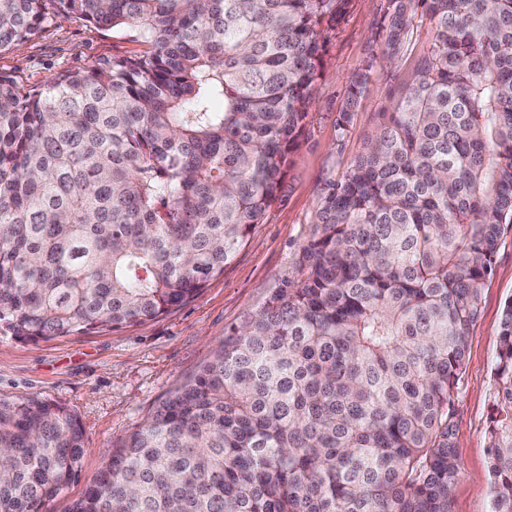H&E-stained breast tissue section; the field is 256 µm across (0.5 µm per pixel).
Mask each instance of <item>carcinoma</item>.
I'll return each instance as SVG.
<instances>
[{"label":"carcinoma","instance_id":"1","mask_svg":"<svg viewBox=\"0 0 512 512\" xmlns=\"http://www.w3.org/2000/svg\"><path fill=\"white\" fill-rule=\"evenodd\" d=\"M350 0H0V52L55 13L146 49L41 88L0 73V333L154 320L224 273L276 200ZM432 42L365 150L325 182L303 278L225 332L71 512H451L455 399L512 224V0H388L396 56ZM372 66L354 73L347 131ZM488 427L512 512V300ZM64 406L0 399V512L76 476Z\"/></svg>","mask_w":512,"mask_h":512}]
</instances>
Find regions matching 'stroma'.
Returning <instances> with one entry per match:
<instances>
[{
  "label": "stroma",
  "instance_id": "1",
  "mask_svg": "<svg viewBox=\"0 0 512 512\" xmlns=\"http://www.w3.org/2000/svg\"><path fill=\"white\" fill-rule=\"evenodd\" d=\"M387 0H352L329 35L313 90L305 135L263 223L247 244L192 299L158 320L30 343L0 334V399L36 396L62 404L83 430L79 474L45 512H69L120 443L153 414L166 393L212 360L225 331L260 310L284 281L302 277V243L315 230L318 196L338 177L389 117L410 83L433 33L418 27L395 57L386 55L382 19ZM130 28L101 29L56 14L32 41L0 53V72L27 86L57 72L115 55L142 51ZM373 76L353 122H337L349 77L365 67ZM512 299V227L500 236L493 270L482 289L481 311L468 342L455 401L454 433L461 476L451 491L452 512H490L488 425L495 405L493 369L504 305Z\"/></svg>",
  "mask_w": 512,
  "mask_h": 512
}]
</instances>
